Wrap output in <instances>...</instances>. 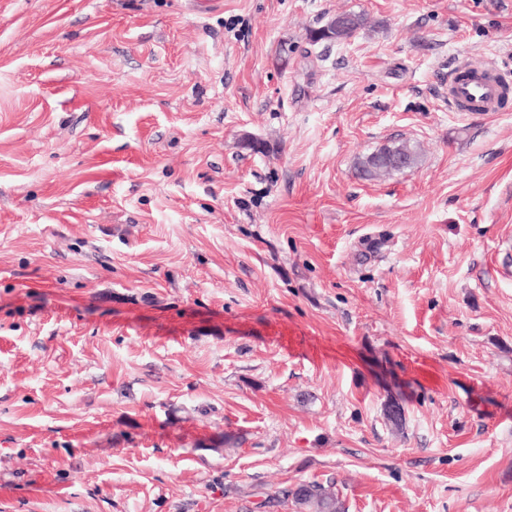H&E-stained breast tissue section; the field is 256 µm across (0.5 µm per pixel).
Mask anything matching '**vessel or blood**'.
<instances>
[{
	"label": "vessel or blood",
	"instance_id": "obj_1",
	"mask_svg": "<svg viewBox=\"0 0 512 512\" xmlns=\"http://www.w3.org/2000/svg\"><path fill=\"white\" fill-rule=\"evenodd\" d=\"M463 70L469 71L466 79L448 77V106L455 112H496L506 86L512 81L502 75L489 61L469 54L460 63Z\"/></svg>",
	"mask_w": 512,
	"mask_h": 512
}]
</instances>
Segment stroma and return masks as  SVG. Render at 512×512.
Returning a JSON list of instances; mask_svg holds the SVG:
<instances>
[{
  "label": "stroma",
  "mask_w": 512,
  "mask_h": 512,
  "mask_svg": "<svg viewBox=\"0 0 512 512\" xmlns=\"http://www.w3.org/2000/svg\"><path fill=\"white\" fill-rule=\"evenodd\" d=\"M464 52L512 76V0H0V512H512V101L449 109ZM336 19V30L332 22ZM368 18L363 12L347 11L332 15L319 27L310 29L308 39L313 45L321 43H341L351 38L357 31L368 26ZM382 150H385L386 156L378 157L374 152L361 163V175L371 178H380L386 175H390L393 171L398 170L393 165V158H403L405 160L404 168L412 167L417 161L418 153L416 149L406 143L393 146H384L376 152H381ZM299 508L314 509L313 512H342V503L336 493L323 484L313 481L302 483L284 492Z\"/></svg>",
  "instance_id": "1"
}]
</instances>
